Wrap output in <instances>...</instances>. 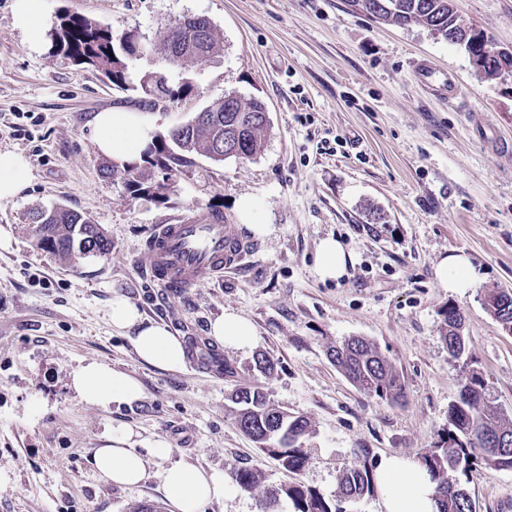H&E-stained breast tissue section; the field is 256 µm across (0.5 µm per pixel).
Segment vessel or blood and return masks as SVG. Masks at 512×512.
Instances as JSON below:
<instances>
[{
	"instance_id": "1",
	"label": "vessel or blood",
	"mask_w": 512,
	"mask_h": 512,
	"mask_svg": "<svg viewBox=\"0 0 512 512\" xmlns=\"http://www.w3.org/2000/svg\"><path fill=\"white\" fill-rule=\"evenodd\" d=\"M415 72L441 99L451 102L458 98L452 74L439 73L424 62L416 63ZM248 250L235 225L213 215L203 223L159 225L142 262L153 283L176 293L237 268Z\"/></svg>"
}]
</instances>
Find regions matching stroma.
<instances>
[{"mask_svg": "<svg viewBox=\"0 0 512 512\" xmlns=\"http://www.w3.org/2000/svg\"><path fill=\"white\" fill-rule=\"evenodd\" d=\"M12 4L0 0V151L22 153L33 179L0 200V231L11 237L0 248V512H129L145 501L178 512L161 479L177 462L226 475L253 465L266 486L298 481L345 512H379L375 493L340 503L338 475L354 462L374 471L388 456H421L447 432L461 378L439 334L448 305L463 312L493 401L512 416V333L483 301L488 290L512 289V162L496 151L512 141V79L485 78L461 47L417 24L370 18L349 0H43L46 27L68 13L117 34L136 31L148 53L131 74L161 71L176 89L194 84L192 93L149 103L137 86H113L53 52L49 38L33 40ZM454 4L462 21L512 46V0ZM189 15L211 21L217 51L169 65L155 49L158 36ZM419 59L454 75L456 105L443 106L418 82ZM231 92L267 107L257 156L195 154L171 173L148 168L150 181L169 186L162 203L104 174L108 160L92 140L96 113L140 112L164 137ZM245 197L273 234L247 229ZM53 205L101 225L111 251L68 264L39 249L27 216ZM210 211L251 246L238 269L176 295L150 284L140 259L157 226ZM329 235L351 263L345 277L324 282L314 264ZM456 250L480 276L464 295L436 276L442 256ZM118 295L185 343L214 346L210 324L226 311L254 324L257 343L218 347L221 369L146 365L112 327ZM351 336L393 364L404 402L366 395L337 370L329 350ZM259 357L273 363L271 375L255 370ZM91 362L133 376L143 399L106 409L81 402L70 378ZM253 386L308 418L301 474L237 427L229 397ZM117 427L139 434L138 453L159 439L170 447L134 487L103 480L94 466ZM470 489L476 512H512V470L478 466Z\"/></svg>", "mask_w": 512, "mask_h": 512, "instance_id": "obj_1", "label": "stroma"}]
</instances>
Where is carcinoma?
<instances>
[{
	"mask_svg": "<svg viewBox=\"0 0 512 512\" xmlns=\"http://www.w3.org/2000/svg\"><path fill=\"white\" fill-rule=\"evenodd\" d=\"M368 16L399 25L419 24L440 38L448 32L460 34L468 30L457 17L452 0H369ZM52 48L78 64H87L101 72L112 84L127 83L128 62L144 56L146 45L139 36L127 31L117 36L112 29L78 15L65 14L51 32ZM165 59L172 64L188 60L204 62L215 49V36L208 19L183 17L160 35ZM140 86L161 99L172 93L167 78L159 72H147ZM267 128L266 112L261 101L247 103L239 99L208 106L203 119L189 129L176 128L169 139L155 140L143 162L174 171L187 162V155L197 153L213 161L224 160L217 146L228 140L238 147L240 158L256 155L262 147V133ZM125 184L134 196H149L157 203L167 199L168 186L149 181L145 169L130 165ZM36 225L37 243L67 261L90 254H104L111 244L103 229L81 213L61 206L41 208L29 213ZM485 306L512 332V291L492 290L485 295ZM440 336L448 354L463 361L464 381L457 401L448 407V432L440 445L423 457V465L436 483L442 510L440 512H475L469 492L476 466L512 470V419L489 404L490 391L483 373L474 367L463 334L464 316L449 305L441 311ZM338 370L365 394L399 402L404 398V384L392 364L377 347L361 337H351L330 351ZM232 401L237 405V427L249 436L261 452L276 458L288 471L301 473L309 464L302 439L311 432L303 416H292L271 404L259 387L240 388ZM232 480L240 490L264 489L261 512H270L280 499L291 501L294 512H345L343 507L328 505L301 482L278 488H263L262 470L239 467ZM341 499L359 500L371 495L374 479L371 471L353 464L342 471L339 480Z\"/></svg>",
	"mask_w": 512,
	"mask_h": 512,
	"instance_id": "carcinoma-1",
	"label": "carcinoma"
}]
</instances>
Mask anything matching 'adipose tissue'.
Wrapping results in <instances>:
<instances>
[{
    "instance_id": "adipose-tissue-1",
    "label": "adipose tissue",
    "mask_w": 512,
    "mask_h": 512,
    "mask_svg": "<svg viewBox=\"0 0 512 512\" xmlns=\"http://www.w3.org/2000/svg\"><path fill=\"white\" fill-rule=\"evenodd\" d=\"M94 144L100 154L117 164L135 161L141 149L153 139L152 125L140 113L112 108L93 117ZM32 179L28 159L16 151L0 152V199L14 197ZM350 256L335 237L320 240L315 257V272L324 281L337 280L348 272ZM441 287L465 294L477 286L479 276L469 257L454 252L441 258L436 268ZM112 326L132 333V342L144 363L167 370L185 365L187 350L182 338L165 323L147 320L139 308L123 296H115L109 310ZM211 336L220 344L238 349L252 348L257 342L254 325L240 314L227 311L210 324ZM71 386L81 401L102 407L132 404L144 396L140 383L129 374L104 363H90L71 377ZM131 430L112 434V444L98 449L94 464L106 481L120 486L138 485L146 476L150 458L167 457L170 449L158 442L148 454L134 447ZM381 512H439L435 486L425 467L412 457H386L375 475ZM167 493L176 501L179 512H200L203 504L218 500L231 488L218 472L178 463L163 471Z\"/></svg>"
}]
</instances>
